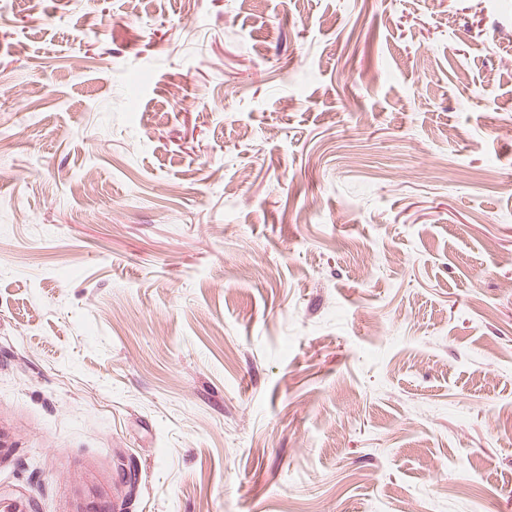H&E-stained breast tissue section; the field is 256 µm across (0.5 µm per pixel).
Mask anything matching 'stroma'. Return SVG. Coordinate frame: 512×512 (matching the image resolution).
I'll return each mask as SVG.
<instances>
[{
	"label": "stroma",
	"instance_id": "35a3bbf8",
	"mask_svg": "<svg viewBox=\"0 0 512 512\" xmlns=\"http://www.w3.org/2000/svg\"><path fill=\"white\" fill-rule=\"evenodd\" d=\"M509 57L512 0H0V487L512 512Z\"/></svg>",
	"mask_w": 512,
	"mask_h": 512
}]
</instances>
